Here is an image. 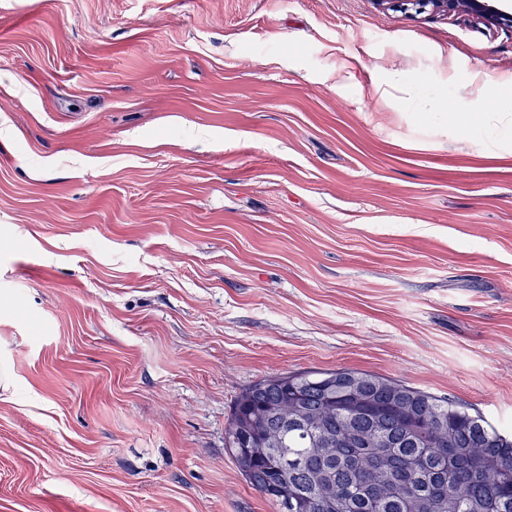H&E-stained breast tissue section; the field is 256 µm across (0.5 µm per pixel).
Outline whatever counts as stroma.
I'll use <instances>...</instances> for the list:
<instances>
[{"instance_id":"1","label":"stroma","mask_w":512,"mask_h":512,"mask_svg":"<svg viewBox=\"0 0 512 512\" xmlns=\"http://www.w3.org/2000/svg\"><path fill=\"white\" fill-rule=\"evenodd\" d=\"M477 78L512 105V28L462 9L0 0V512H276L224 447L274 376L512 425V138L448 126Z\"/></svg>"}]
</instances>
